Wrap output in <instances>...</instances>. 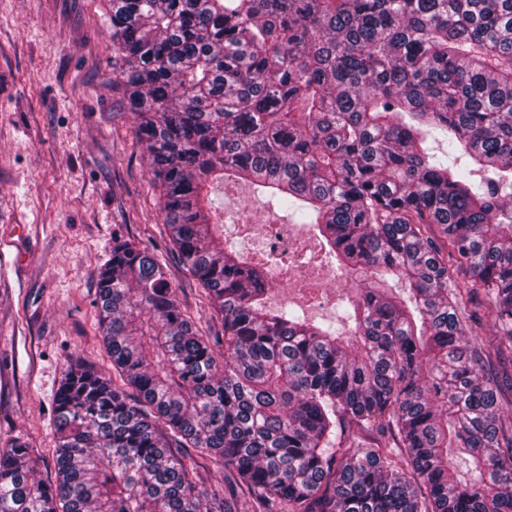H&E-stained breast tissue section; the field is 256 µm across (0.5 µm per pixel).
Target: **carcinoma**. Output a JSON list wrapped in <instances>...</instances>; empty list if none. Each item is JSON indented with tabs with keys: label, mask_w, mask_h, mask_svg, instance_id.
I'll list each match as a JSON object with an SVG mask.
<instances>
[{
	"label": "carcinoma",
	"mask_w": 512,
	"mask_h": 512,
	"mask_svg": "<svg viewBox=\"0 0 512 512\" xmlns=\"http://www.w3.org/2000/svg\"><path fill=\"white\" fill-rule=\"evenodd\" d=\"M108 2L112 83L224 352L158 254L112 241V379L67 371L55 481L13 442L0 512H512V0ZM229 183L359 281L348 335L267 307L282 258L215 235ZM197 467L196 475L210 490H215L219 496L224 495V472L213 466L210 462L201 461Z\"/></svg>",
	"instance_id": "carcinoma-1"
}]
</instances>
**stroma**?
Segmentation results:
<instances>
[{
	"instance_id": "35a3bbf8",
	"label": "stroma",
	"mask_w": 512,
	"mask_h": 512,
	"mask_svg": "<svg viewBox=\"0 0 512 512\" xmlns=\"http://www.w3.org/2000/svg\"><path fill=\"white\" fill-rule=\"evenodd\" d=\"M106 0H0V448L22 440L54 478V399L73 361L112 363L98 328L97 279L116 237L165 257L180 301L223 335L202 289L169 250L157 190L124 91L112 84ZM217 199L252 224H282L260 194L225 185ZM351 287L317 300L276 284L270 306L331 320Z\"/></svg>"
}]
</instances>
